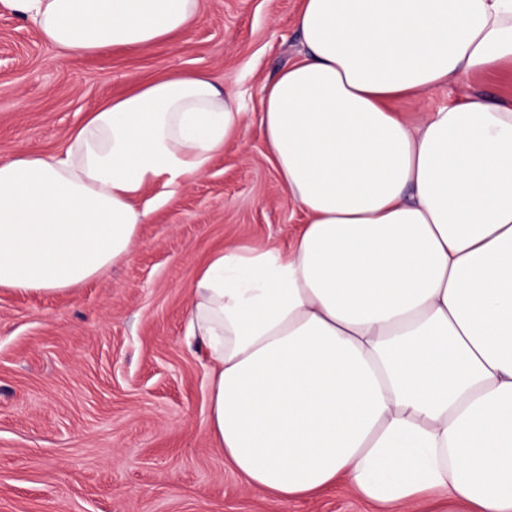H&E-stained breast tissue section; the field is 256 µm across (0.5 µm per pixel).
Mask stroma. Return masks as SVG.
I'll return each instance as SVG.
<instances>
[{
  "label": "stroma",
  "mask_w": 512,
  "mask_h": 512,
  "mask_svg": "<svg viewBox=\"0 0 512 512\" xmlns=\"http://www.w3.org/2000/svg\"><path fill=\"white\" fill-rule=\"evenodd\" d=\"M300 0H201L168 43L63 57L0 0V155L62 148L134 80L203 70L240 94V136L150 209L123 262L73 294L0 290V512H376L338 482L284 503L249 490L207 433L205 348L186 336L190 289L221 248L286 247L304 217L269 160L259 88L301 45ZM467 95L512 101V71L395 103L408 119Z\"/></svg>",
  "instance_id": "35a3bbf8"
}]
</instances>
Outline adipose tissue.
Masks as SVG:
<instances>
[{
	"mask_svg": "<svg viewBox=\"0 0 512 512\" xmlns=\"http://www.w3.org/2000/svg\"><path fill=\"white\" fill-rule=\"evenodd\" d=\"M59 55L164 43L200 0H7ZM299 59L259 90L305 222L287 248L214 253L188 330L207 432L251 490L347 481L380 512L430 498L512 512V104L407 122L389 103L512 65V0H302ZM212 74L90 111L52 154L0 158V288L69 293L125 259L145 189L204 174L243 126Z\"/></svg>",
	"mask_w": 512,
	"mask_h": 512,
	"instance_id": "adipose-tissue-1",
	"label": "adipose tissue"
}]
</instances>
